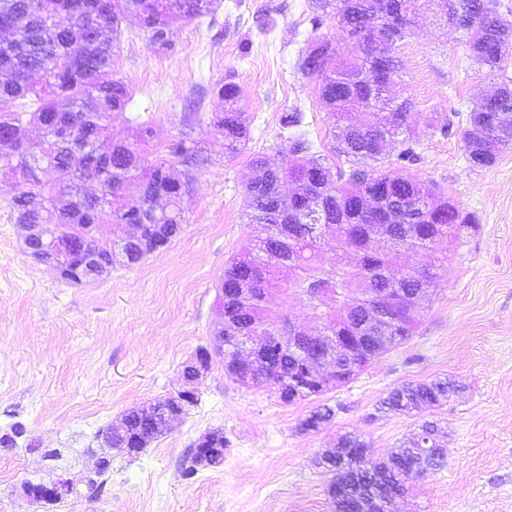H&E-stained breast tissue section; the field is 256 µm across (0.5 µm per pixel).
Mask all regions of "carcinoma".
<instances>
[{"mask_svg": "<svg viewBox=\"0 0 512 512\" xmlns=\"http://www.w3.org/2000/svg\"><path fill=\"white\" fill-rule=\"evenodd\" d=\"M418 0H314L317 15H330L343 33L334 43L316 39L302 58V75L318 81L320 99L335 139V152L348 169L333 166L326 156L311 152L301 134L289 138L288 161L271 166L262 155L251 159L253 176L244 190L242 217L250 229L249 246L233 257L219 283V305L224 308V370L244 385L275 388L284 402L295 378L297 358L290 345L274 344L272 335L288 319L271 310L275 294L294 298L310 311L315 335L300 346L306 356L338 353L332 360L336 386L363 371L376 357L412 334L425 309L428 288L447 259L437 258L423 269L399 271L402 285L418 298L412 311L397 310V323L384 332L383 299L369 293L378 271L392 267L389 251L429 250L445 239L456 244L477 227V219L440 197L427 183L384 166L387 146H401L398 158L414 160L419 144L409 121L410 98L395 97L389 86L402 73L395 55L398 44L412 37ZM447 23L462 34L470 65L486 70L503 84L512 85V21L500 14L496 0H441ZM215 0H0V31L11 40L0 48V136L22 133L24 141L0 153V174L18 180L21 189L12 198L17 224H70L72 234L107 252L109 245L94 235L96 225L131 224L140 214L148 243L126 246V265L166 249L181 233L187 219L182 198L192 180L191 171L208 163L199 144L184 136L170 146L183 168L148 164L140 145L153 137L148 122L135 127V143L117 136L100 140V130L125 122L128 90L115 71L117 35L130 14L139 19L150 47L168 50L174 45L173 23L193 21L214 13ZM224 101V110L210 118L224 136V153L233 157L249 140L250 116L240 103L239 86L230 78L210 86ZM362 96L372 111L358 122L353 100ZM33 98L31 113L9 106ZM473 135H465L464 149L472 168L493 166L512 149V90L494 94L470 111ZM77 129L88 146L76 161L64 129ZM54 137V149L38 153L37 139ZM140 194L125 195L132 180ZM294 185L295 194L282 192ZM336 240L329 265L318 252L327 239ZM247 329L262 340L260 360L238 356L235 332ZM460 390L453 380L409 381L390 391L381 408L409 414L423 406H442ZM335 415L322 406L302 423L312 431ZM133 436L151 437L152 422L126 414ZM437 424L425 421L395 453L360 458L355 448L367 443L345 433L337 437L333 453L335 475L361 469L388 474V486L374 491L377 512H390L395 492L408 491L415 470L433 472L444 465V450L435 443ZM334 512H360L355 492L345 486L332 500Z\"/></svg>", "mask_w": 512, "mask_h": 512, "instance_id": "cac0c4a2", "label": "carcinoma"}]
</instances>
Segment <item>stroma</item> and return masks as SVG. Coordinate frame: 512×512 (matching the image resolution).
Wrapping results in <instances>:
<instances>
[{
  "label": "stroma",
  "mask_w": 512,
  "mask_h": 512,
  "mask_svg": "<svg viewBox=\"0 0 512 512\" xmlns=\"http://www.w3.org/2000/svg\"><path fill=\"white\" fill-rule=\"evenodd\" d=\"M311 16L312 0H217L212 17L175 23L165 52L151 49L135 17L124 21L115 69L128 88V120L103 138L131 135L133 123L147 121L150 163L171 162L167 147L185 134L210 158L183 198L181 234L139 264L79 283L62 279L26 251L10 210L18 188L0 176V434L24 429L14 449L0 448V512H332L331 476L316 460L338 435H360L378 458L426 420L443 432L446 463L412 483L396 512H512V150L489 168L465 159L470 111L497 80L470 66L438 0H418L415 34L396 50L399 91L413 101L420 134L416 160L400 168L475 214L478 228L436 253L394 257L417 268L448 259L413 335L346 385L291 404L213 362L195 383V405L138 455L109 449L99 488L85 485L102 431L134 407L177 395L185 365L210 345L217 286L249 241L241 212L251 158L279 165L288 156L282 114L303 112L315 152L333 154L318 83L301 75L299 62L312 39L335 41L340 32L329 18L312 28ZM228 76L251 118L250 139L233 157L209 123L224 103L206 92ZM436 112L448 129L432 125ZM437 377L455 379L462 392L409 415L380 410L403 382ZM321 405L335 416L301 431ZM214 431L227 441L223 465L186 475L193 444ZM45 448L64 450L63 460L43 458ZM60 475L75 485L62 503L24 496V480Z\"/></svg>",
  "instance_id": "stroma-1"
}]
</instances>
